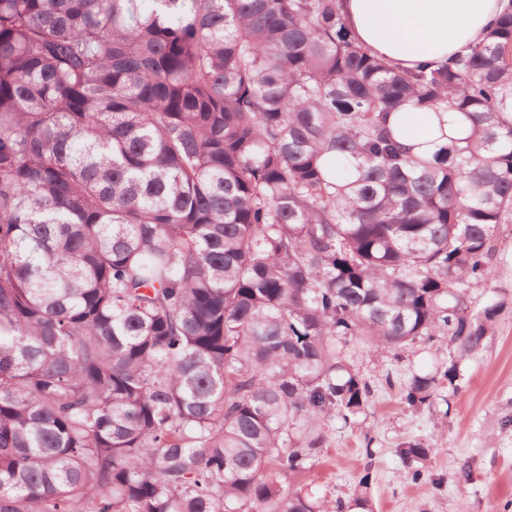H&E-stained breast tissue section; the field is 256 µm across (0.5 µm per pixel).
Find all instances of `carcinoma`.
<instances>
[{
  "label": "carcinoma",
  "mask_w": 512,
  "mask_h": 512,
  "mask_svg": "<svg viewBox=\"0 0 512 512\" xmlns=\"http://www.w3.org/2000/svg\"><path fill=\"white\" fill-rule=\"evenodd\" d=\"M510 222L512 11L405 72L339 0H0V512H335L283 482L367 405L339 344L457 391Z\"/></svg>",
  "instance_id": "carcinoma-1"
}]
</instances>
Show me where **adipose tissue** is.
I'll return each instance as SVG.
<instances>
[{"mask_svg":"<svg viewBox=\"0 0 512 512\" xmlns=\"http://www.w3.org/2000/svg\"><path fill=\"white\" fill-rule=\"evenodd\" d=\"M507 0H341L355 38L410 71L480 42Z\"/></svg>","mask_w":512,"mask_h":512,"instance_id":"1","label":"adipose tissue"}]
</instances>
